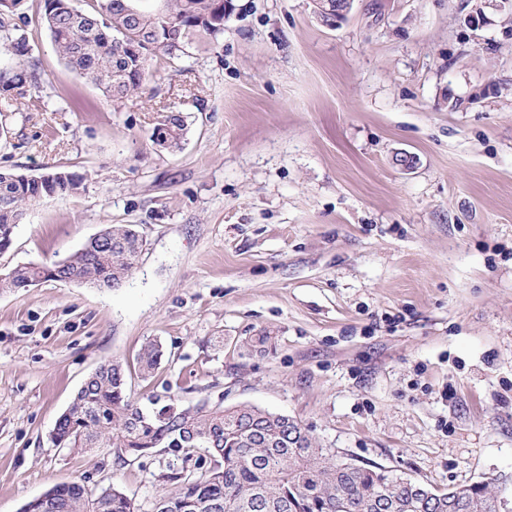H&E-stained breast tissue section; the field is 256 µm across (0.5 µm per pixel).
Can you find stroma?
Segmentation results:
<instances>
[{"mask_svg": "<svg viewBox=\"0 0 512 512\" xmlns=\"http://www.w3.org/2000/svg\"><path fill=\"white\" fill-rule=\"evenodd\" d=\"M235 5L115 106L66 68L44 0H23L45 106L10 113L0 170L85 180L28 207L0 272L108 224L146 245L112 290L0 293V512L69 482L150 512L172 453L121 465L51 440L111 358L140 403L251 404L338 457L512 499V5L353 0L332 26L313 0ZM162 107L186 118L175 153L150 140ZM163 354V347L158 342H150L143 348L138 363L144 375L152 374L158 368Z\"/></svg>", "mask_w": 512, "mask_h": 512, "instance_id": "stroma-1", "label": "stroma"}]
</instances>
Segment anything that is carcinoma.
Returning <instances> with one entry per match:
<instances>
[{"label":"carcinoma","instance_id":"obj_1","mask_svg":"<svg viewBox=\"0 0 512 512\" xmlns=\"http://www.w3.org/2000/svg\"><path fill=\"white\" fill-rule=\"evenodd\" d=\"M141 0H45L44 22L68 68L122 103L150 82L152 61L172 65L190 57L194 40L224 31V0H161L159 11ZM22 0H0V44L18 57L32 54ZM0 113L25 103L40 107L35 72L0 70ZM151 141L169 152L182 149L187 123L180 112L161 109ZM84 176L49 169L39 176L0 171V253L8 251L26 207L44 197L78 193ZM143 238L133 224H108L69 258L47 264H18L0 274V292L41 281L76 282L109 290L136 268ZM163 347L147 344L141 371L159 366ZM58 448H114L128 463L155 448L174 460L158 474L162 491L153 512H512L489 485L466 487L448 510V494L426 499L419 482L377 466H361L322 448L294 419L239 404L183 406L172 397L145 411L126 392V372L114 360L101 363L77 390L52 434ZM23 512H141L117 486L94 492L78 482L55 484Z\"/></svg>","mask_w":512,"mask_h":512}]
</instances>
